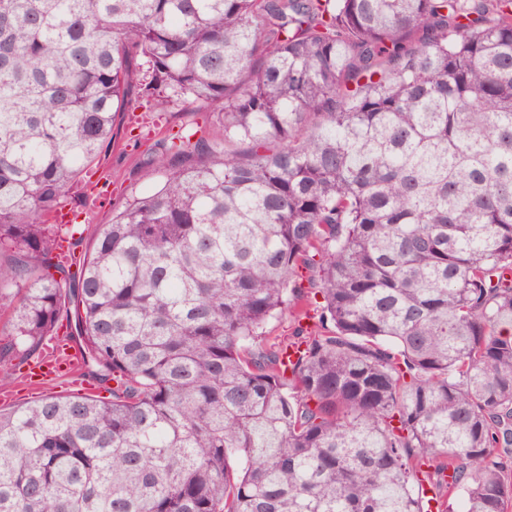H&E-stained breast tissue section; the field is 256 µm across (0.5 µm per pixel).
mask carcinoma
Here are the masks:
<instances>
[{"label":"carcinoma","instance_id":"carcinoma-1","mask_svg":"<svg viewBox=\"0 0 512 512\" xmlns=\"http://www.w3.org/2000/svg\"><path fill=\"white\" fill-rule=\"evenodd\" d=\"M173 105L223 136L49 223ZM6 297L0 389L60 336L111 398L0 406V512H512V0H0ZM181 108L174 106L168 112L160 114H145L141 108L138 109L133 112L134 116L147 119L141 129H138V124L134 120L131 122L128 117L121 120L115 130L113 147L102 155L100 164L95 168L98 172L91 178L95 181L101 172L111 175L107 197L102 196L96 201L83 195L69 198L64 210L79 212L78 221L85 224H107L112 217L113 209L120 206L128 197L145 193L158 180L159 175L153 168L141 164V152L145 149V143L189 127L200 128L209 138L222 137L223 127L217 113L208 110L186 112ZM133 127L136 129L132 131V136L137 135V141L130 135ZM294 326V317L288 311L269 320L263 328L259 330L261 339L257 342L256 348H260V346L264 348L284 336H290Z\"/></svg>","mask_w":512,"mask_h":512}]
</instances>
